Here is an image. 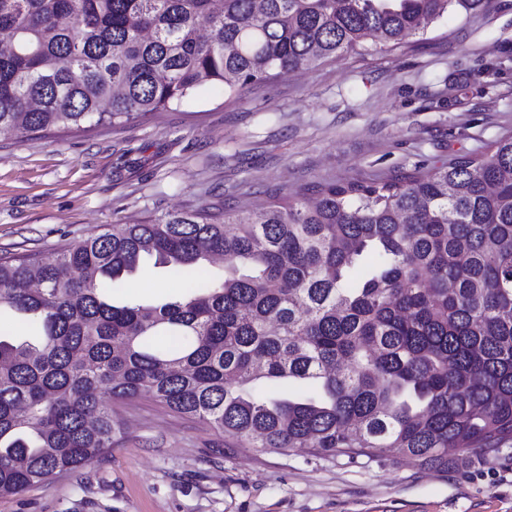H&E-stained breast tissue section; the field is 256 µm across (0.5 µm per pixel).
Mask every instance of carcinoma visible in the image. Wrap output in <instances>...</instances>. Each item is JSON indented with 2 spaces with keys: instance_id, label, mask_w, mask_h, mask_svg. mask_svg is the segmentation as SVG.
Listing matches in <instances>:
<instances>
[{
  "instance_id": "obj_1",
  "label": "carcinoma",
  "mask_w": 512,
  "mask_h": 512,
  "mask_svg": "<svg viewBox=\"0 0 512 512\" xmlns=\"http://www.w3.org/2000/svg\"><path fill=\"white\" fill-rule=\"evenodd\" d=\"M492 4L0 0V130L128 123L206 84L233 97ZM311 192L114 224L49 263L0 256V309L38 329L0 331V497L112 447L103 392L262 452L396 451L446 471L511 445L512 132ZM146 258L197 280L113 302Z\"/></svg>"
}]
</instances>
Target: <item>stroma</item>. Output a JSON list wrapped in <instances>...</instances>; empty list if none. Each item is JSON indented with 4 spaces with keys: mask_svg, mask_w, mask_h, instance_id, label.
Listing matches in <instances>:
<instances>
[{
    "mask_svg": "<svg viewBox=\"0 0 512 512\" xmlns=\"http://www.w3.org/2000/svg\"><path fill=\"white\" fill-rule=\"evenodd\" d=\"M510 130L512 0H494L231 101L207 85L136 122L0 133V255L49 262L116 224L397 175L484 153ZM112 411L108 452L1 497L0 512H512V454L439 472L394 452L257 453L146 398Z\"/></svg>",
    "mask_w": 512,
    "mask_h": 512,
    "instance_id": "stroma-1",
    "label": "stroma"
}]
</instances>
